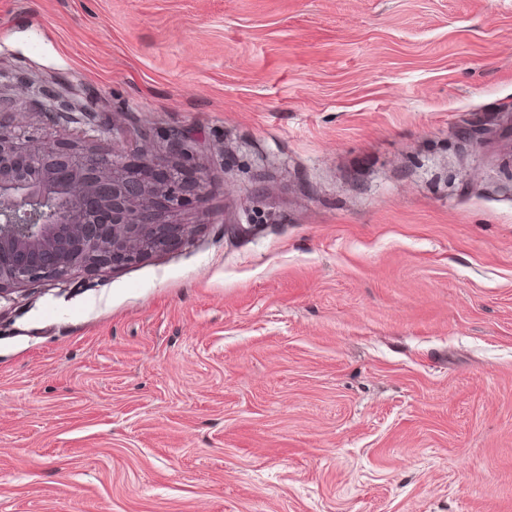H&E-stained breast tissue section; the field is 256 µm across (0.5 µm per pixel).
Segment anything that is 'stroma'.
Returning <instances> with one entry per match:
<instances>
[{
    "instance_id": "35a3bbf8",
    "label": "stroma",
    "mask_w": 512,
    "mask_h": 512,
    "mask_svg": "<svg viewBox=\"0 0 512 512\" xmlns=\"http://www.w3.org/2000/svg\"><path fill=\"white\" fill-rule=\"evenodd\" d=\"M0 110L209 182L0 300V512H512V0H0Z\"/></svg>"
}]
</instances>
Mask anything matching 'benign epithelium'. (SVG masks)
<instances>
[{"label":"benign epithelium","instance_id":"1","mask_svg":"<svg viewBox=\"0 0 512 512\" xmlns=\"http://www.w3.org/2000/svg\"><path fill=\"white\" fill-rule=\"evenodd\" d=\"M182 142L174 132L169 155L137 163L110 147H37L0 113V299L182 242L188 226L168 216L205 185L172 162Z\"/></svg>","mask_w":512,"mask_h":512}]
</instances>
